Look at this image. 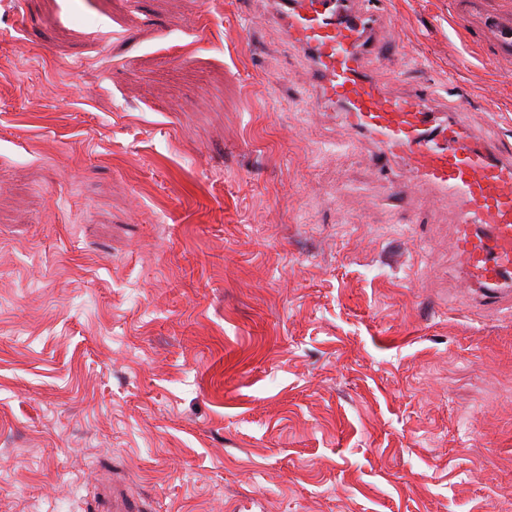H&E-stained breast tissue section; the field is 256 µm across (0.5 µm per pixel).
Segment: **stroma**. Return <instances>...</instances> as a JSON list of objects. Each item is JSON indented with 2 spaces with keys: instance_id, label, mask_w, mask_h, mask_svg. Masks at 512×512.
I'll return each mask as SVG.
<instances>
[{
  "instance_id": "stroma-1",
  "label": "stroma",
  "mask_w": 512,
  "mask_h": 512,
  "mask_svg": "<svg viewBox=\"0 0 512 512\" xmlns=\"http://www.w3.org/2000/svg\"><path fill=\"white\" fill-rule=\"evenodd\" d=\"M0 4V512H512V307L319 107L269 0ZM376 66L512 140L450 0Z\"/></svg>"
}]
</instances>
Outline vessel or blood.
Listing matches in <instances>:
<instances>
[{
  "mask_svg": "<svg viewBox=\"0 0 512 512\" xmlns=\"http://www.w3.org/2000/svg\"><path fill=\"white\" fill-rule=\"evenodd\" d=\"M359 0H274L289 44L303 51L319 103L350 130L371 137L380 161L401 159L415 177L457 208L456 249L488 304L512 295V146L482 143L430 104L429 90L394 94L366 67L374 49L372 12ZM473 42L512 61V11L488 0H452Z\"/></svg>",
  "mask_w": 512,
  "mask_h": 512,
  "instance_id": "obj_1",
  "label": "vessel or blood"
}]
</instances>
